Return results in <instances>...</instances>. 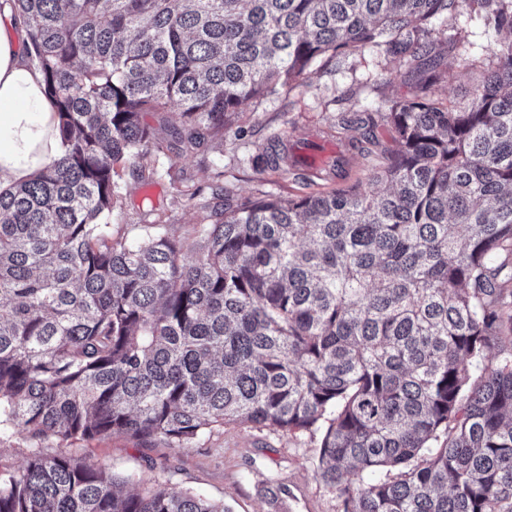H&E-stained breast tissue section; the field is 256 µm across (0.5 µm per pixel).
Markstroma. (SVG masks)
Here are the masks:
<instances>
[{
  "label": "stroma",
  "mask_w": 512,
  "mask_h": 512,
  "mask_svg": "<svg viewBox=\"0 0 512 512\" xmlns=\"http://www.w3.org/2000/svg\"><path fill=\"white\" fill-rule=\"evenodd\" d=\"M458 42H440L439 80L430 96L440 104L466 106L481 82L482 45L495 40L477 21L465 22ZM419 70L386 61L382 49L315 62L308 75L277 92L243 103L223 139L205 142L185 156L177 153L154 161L155 173L138 178L124 170L121 198L112 212L116 224H169L189 239L207 223L206 203L217 189L236 205L259 194L284 196L330 192L366 180L370 161L348 144L347 132L336 129L342 112L386 111L391 101L408 95ZM315 138L334 144L347 163L342 172L327 169L319 176L301 170L257 172L254 155L268 144ZM319 435H283L250 425H227L188 448L160 441L115 435L104 440L59 443L14 433L0 436V468L19 470L30 449L64 453L90 465H104L127 477V490L139 480L156 479L174 491L193 489L223 500L232 512H342L336 490L317 475Z\"/></svg>",
  "instance_id": "1"
}]
</instances>
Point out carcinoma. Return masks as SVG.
Returning <instances> with one entry per match:
<instances>
[{"label":"carcinoma","mask_w":512,"mask_h":512,"mask_svg":"<svg viewBox=\"0 0 512 512\" xmlns=\"http://www.w3.org/2000/svg\"><path fill=\"white\" fill-rule=\"evenodd\" d=\"M62 154L0 193V434L186 448L226 424L320 434L343 512H512V0H12ZM499 39L461 109L430 97L435 25ZM426 58L366 183L216 209L192 243L113 230L117 179L224 138L324 57ZM287 157L265 150L254 168ZM34 448L0 512H229Z\"/></svg>","instance_id":"carcinoma-1"}]
</instances>
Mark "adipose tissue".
Returning a JSON list of instances; mask_svg holds the SVG:
<instances>
[{"mask_svg": "<svg viewBox=\"0 0 512 512\" xmlns=\"http://www.w3.org/2000/svg\"><path fill=\"white\" fill-rule=\"evenodd\" d=\"M26 23L0 5V192L30 180L61 154L58 116L24 50Z\"/></svg>", "mask_w": 512, "mask_h": 512, "instance_id": "obj_1", "label": "adipose tissue"}]
</instances>
